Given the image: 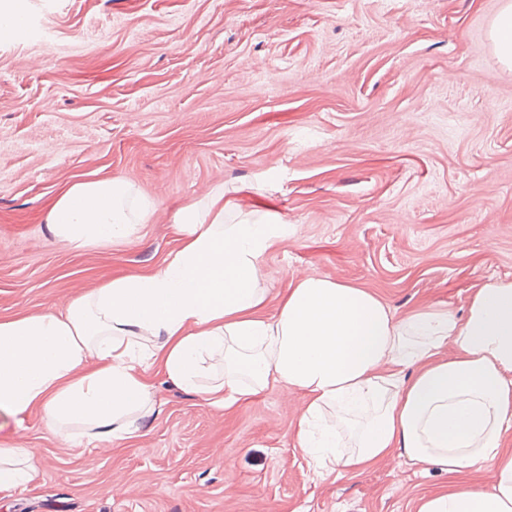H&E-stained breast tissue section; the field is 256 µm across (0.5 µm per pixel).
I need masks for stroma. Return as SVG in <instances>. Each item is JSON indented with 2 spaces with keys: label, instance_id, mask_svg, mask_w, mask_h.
Returning <instances> with one entry per match:
<instances>
[{
  "label": "stroma",
  "instance_id": "35a3bbf8",
  "mask_svg": "<svg viewBox=\"0 0 512 512\" xmlns=\"http://www.w3.org/2000/svg\"><path fill=\"white\" fill-rule=\"evenodd\" d=\"M507 0H29L0 40V318L58 311L159 269L182 208L267 217L266 314L300 275L368 289L397 317L464 314L512 282V67L491 25ZM155 204L126 240H53L78 179ZM136 437L87 448L31 415L12 441L38 474L0 512H415L448 475L397 461L336 482L294 447L305 401L270 388L216 409L155 378Z\"/></svg>",
  "mask_w": 512,
  "mask_h": 512
}]
</instances>
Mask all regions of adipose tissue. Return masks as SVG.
<instances>
[{"label":"adipose tissue","instance_id":"obj_1","mask_svg":"<svg viewBox=\"0 0 512 512\" xmlns=\"http://www.w3.org/2000/svg\"><path fill=\"white\" fill-rule=\"evenodd\" d=\"M153 209L121 179L76 181L48 230L77 249L111 243ZM174 231L163 268L110 279L58 314L0 318V413L19 426L39 412L53 433L109 445L137 436L153 374L224 410L275 386L306 399L295 448L328 457L321 480L393 457L450 478L417 512H512V282L474 289L462 318L436 305L399 318L367 289L304 276L268 316L261 260L287 225L225 223L216 194L182 209ZM483 469L492 482L473 485ZM35 473L0 436V493Z\"/></svg>","mask_w":512,"mask_h":512}]
</instances>
